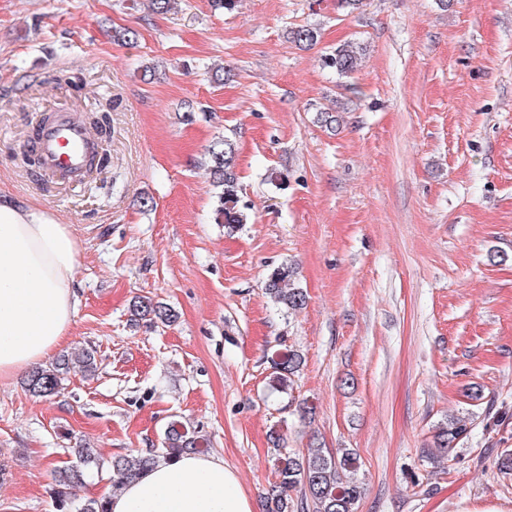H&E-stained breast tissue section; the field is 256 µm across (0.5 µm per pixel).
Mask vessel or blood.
Returning a JSON list of instances; mask_svg holds the SVG:
<instances>
[{"instance_id": "obj_1", "label": "vessel or blood", "mask_w": 512, "mask_h": 512, "mask_svg": "<svg viewBox=\"0 0 512 512\" xmlns=\"http://www.w3.org/2000/svg\"><path fill=\"white\" fill-rule=\"evenodd\" d=\"M27 146L38 155L46 180L61 175L70 182H82L96 154L91 130L76 113L66 110L37 124Z\"/></svg>"}]
</instances>
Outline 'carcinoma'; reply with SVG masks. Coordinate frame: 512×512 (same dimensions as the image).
Segmentation results:
<instances>
[{"mask_svg": "<svg viewBox=\"0 0 512 512\" xmlns=\"http://www.w3.org/2000/svg\"><path fill=\"white\" fill-rule=\"evenodd\" d=\"M289 39L297 47L308 49L318 42L314 27L300 26L289 31ZM364 48L349 43L338 46L329 58L330 65L340 77L348 78L358 71ZM209 170L218 192L217 218L224 226L234 229L247 223V206L241 203L236 172V144L229 139L215 143L208 152ZM294 270L288 266L275 268L266 278L265 294L270 300L287 309L298 310L306 302V294L294 287ZM134 320H149L162 324L177 320L170 307L142 299L134 302L130 310ZM302 363V357L290 351L272 360L280 388H292L293 376ZM79 365L84 375L92 377L98 370L94 351L80 349L63 355L48 367H37L25 379L29 392L39 397H50L60 392L73 365ZM469 432L466 421L453 419L440 427L435 435V448L446 454L454 443ZM269 442L279 452L277 480L270 485L268 501L271 512H355L362 487L353 480L345 481L341 474L357 468V454L344 448L336 452L325 448H308L303 452H281L285 439L273 431ZM205 441L195 431H189L180 421L168 423L160 451L129 453L112 458V474L115 483L137 478L159 459H173L186 452L204 451ZM76 463L58 467L53 471V494L58 512H68L71 490L81 485L88 470L99 466V459L92 448H75Z\"/></svg>", "mask_w": 512, "mask_h": 512, "instance_id": "carcinoma-1", "label": "carcinoma"}]
</instances>
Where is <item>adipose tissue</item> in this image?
Listing matches in <instances>:
<instances>
[{"instance_id":"obj_1","label":"adipose tissue","mask_w":512,"mask_h":512,"mask_svg":"<svg viewBox=\"0 0 512 512\" xmlns=\"http://www.w3.org/2000/svg\"><path fill=\"white\" fill-rule=\"evenodd\" d=\"M80 242L69 225L0 200V378L46 362L77 313ZM109 512H255L235 470L215 455L160 460L108 499Z\"/></svg>"}]
</instances>
